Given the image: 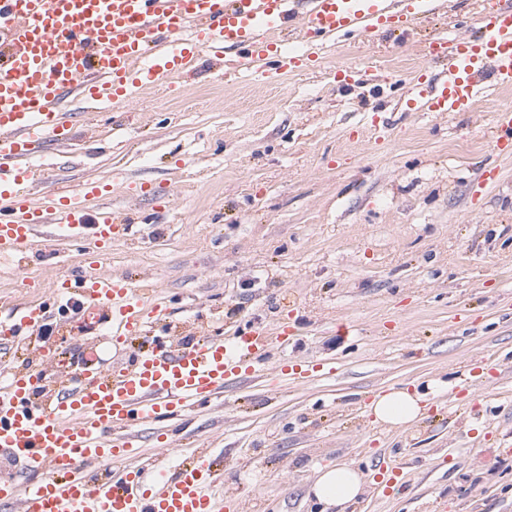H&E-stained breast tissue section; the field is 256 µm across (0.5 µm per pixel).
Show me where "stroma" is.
I'll return each instance as SVG.
<instances>
[{
    "instance_id": "obj_1",
    "label": "stroma",
    "mask_w": 512,
    "mask_h": 512,
    "mask_svg": "<svg viewBox=\"0 0 512 512\" xmlns=\"http://www.w3.org/2000/svg\"><path fill=\"white\" fill-rule=\"evenodd\" d=\"M476 6L437 0L404 35L338 40L275 83L227 81L204 58L191 81L106 116L65 106L84 118L56 179L111 182L113 209L140 222L103 271L151 285L183 336L305 316L281 358L336 364L306 384L268 368L217 395L170 447L176 462L209 449L229 512H252L255 494L263 512H322L309 487L341 463L364 478L348 512H512V454L498 452L512 443V150L490 143L512 90L450 116L405 107L424 44L463 34ZM367 57L371 79L340 87L336 71ZM80 267L68 249L51 268L0 257V304L47 300ZM488 354L501 373L476 396H441L397 428L365 410L384 388L455 383ZM393 446L421 466L388 494L370 459Z\"/></svg>"
}]
</instances>
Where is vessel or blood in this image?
<instances>
[{
    "label": "vessel or blood",
    "mask_w": 512,
    "mask_h": 512,
    "mask_svg": "<svg viewBox=\"0 0 512 512\" xmlns=\"http://www.w3.org/2000/svg\"><path fill=\"white\" fill-rule=\"evenodd\" d=\"M432 0H0V255H25L35 240L86 242L91 253L123 239L132 217L107 206L108 183L58 185L31 203L40 185L39 150L74 138L69 97L106 110L133 102L172 76L191 73L205 54L234 53L238 75L259 65L276 81L305 68L329 40L402 30ZM474 31L430 42L427 60L444 71L420 70L410 82L412 112H471L479 90L512 89V0H485ZM307 45L289 52L286 37ZM369 63L339 68L343 86L363 83ZM512 146V107L494 118L492 149ZM98 199L88 214V199ZM59 313L74 335L103 330L127 351L112 367L88 353L58 366L49 345L41 363L23 370L0 365V503L17 512H224L221 475L207 454L165 470L141 451L139 432L208 401L217 392L262 375L282 344L301 328L260 324L229 339L173 340L166 311L148 289L101 269L99 261L56 281ZM50 307L31 304L0 318V350L38 338Z\"/></svg>",
    "instance_id": "1"
}]
</instances>
